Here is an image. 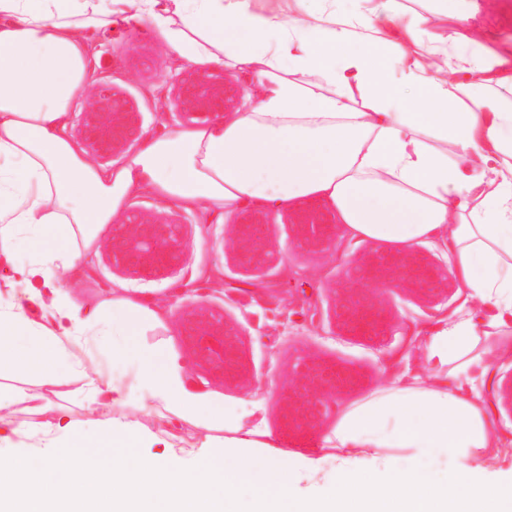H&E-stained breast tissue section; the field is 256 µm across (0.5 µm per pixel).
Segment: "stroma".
Returning <instances> with one entry per match:
<instances>
[{"label":"stroma","instance_id":"stroma-1","mask_svg":"<svg viewBox=\"0 0 512 512\" xmlns=\"http://www.w3.org/2000/svg\"><path fill=\"white\" fill-rule=\"evenodd\" d=\"M503 3L479 0L474 24L482 38L512 44V10L504 9ZM94 55L93 74L75 99L73 114L86 110L101 89L110 88L137 105L144 135L184 126V119L174 113V85L191 64L164 48L152 30L115 24L97 36ZM138 211L166 215L187 226L183 264L155 281H140L113 267L103 250L113 224L129 223ZM267 217L276 259L268 268L247 270L237 262L231 217L206 216L150 193L136 196L114 216L112 224L99 230L90 266L69 273V300L85 310L122 287L128 295L164 303L175 313L186 306H204L223 314L238 329V347L250 370V381L225 384L193 364L189 367L192 388L228 404L260 395L265 427L280 449L293 456H310L317 454L320 439L333 428L343 407L370 394L383 378L420 368L419 332L457 309L462 288L449 274L440 250L415 244L414 252L433 271L432 290L416 289L412 281L403 280L392 290L366 292L367 302L379 310L380 319L373 332L361 334L347 324L344 303L357 287L361 266L383 252V245L351 246L340 224L330 249L308 251L296 244L293 210H273ZM304 363L334 368L341 381L335 400L318 406L312 429L288 433L283 428L281 405L300 390L299 370ZM0 384L41 392L51 404L46 413L34 417L27 431L0 433L2 456H40L61 450L66 438L51 433L50 428L62 413L75 430L90 437L110 427L108 416L85 408L80 379L61 387L48 386L11 368L0 371ZM485 393L494 423L503 430L511 428V362L492 360ZM145 423L148 433L141 443L142 455L161 459L172 448L188 459L198 455L201 440L194 427L179 421L160 423L150 417Z\"/></svg>","mask_w":512,"mask_h":512}]
</instances>
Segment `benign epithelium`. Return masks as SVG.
<instances>
[{
	"instance_id": "benign-epithelium-1",
	"label": "benign epithelium",
	"mask_w": 512,
	"mask_h": 512,
	"mask_svg": "<svg viewBox=\"0 0 512 512\" xmlns=\"http://www.w3.org/2000/svg\"><path fill=\"white\" fill-rule=\"evenodd\" d=\"M236 100L237 89L222 74L192 70L176 82V115L189 121L195 119L205 123L211 116L224 113ZM80 127L89 147L102 158L129 155L142 136L141 113L133 103L114 92L100 94L88 110L81 113ZM296 226L299 245L313 249L330 247V225L326 224L323 215L303 211L297 216ZM233 227L241 265L259 269L273 262L275 245L270 224L260 211L242 210ZM186 247L185 224L151 213H138L132 222L116 225L105 250L113 266L146 282L157 280L179 267L184 262ZM411 271L422 283H427L426 269L413 253L393 255L390 275L383 281V287H398L399 276ZM180 320L196 365L207 368L221 381L229 378L249 381L247 369L239 356L235 325L203 306L184 309ZM303 377L302 405L288 401L282 407L287 426L296 429L308 425L302 407L310 404L309 388L320 390L326 398L336 394L335 372L310 368Z\"/></svg>"
}]
</instances>
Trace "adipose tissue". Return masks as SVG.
Returning <instances> with one entry per match:
<instances>
[{
  "label": "adipose tissue",
  "instance_id": "1",
  "mask_svg": "<svg viewBox=\"0 0 512 512\" xmlns=\"http://www.w3.org/2000/svg\"><path fill=\"white\" fill-rule=\"evenodd\" d=\"M455 20L427 61L387 46L419 41L396 0L354 16L324 0L315 14H256L251 0H0V351L46 384L84 381L90 405L111 412L108 433H72L64 454L31 464L0 457V512H512V480L495 467L512 431L491 420L482 388L490 357L512 356V47L485 43L469 22L477 0H443ZM149 24L162 45L200 66L251 80L247 112L144 139L112 169L69 139L71 106L92 73L90 33ZM327 94L314 93L316 85ZM452 151H445V144ZM149 192L207 214L274 210L316 198L352 244H436L464 288L458 314L424 331L423 371L405 372L346 407L315 456L292 458L263 424V402L218 406L187 382L167 346H113L135 389L72 359L162 325L170 315L113 290L92 312L71 306L68 272L89 263L98 228ZM47 225L76 227L81 249L51 247L19 263L15 240ZM49 294L30 313V287ZM46 398L0 387V429ZM197 423L193 465L138 455L129 408ZM455 468L438 482L426 456ZM329 483L328 494L318 491Z\"/></svg>",
  "mask_w": 512,
  "mask_h": 512
}]
</instances>
